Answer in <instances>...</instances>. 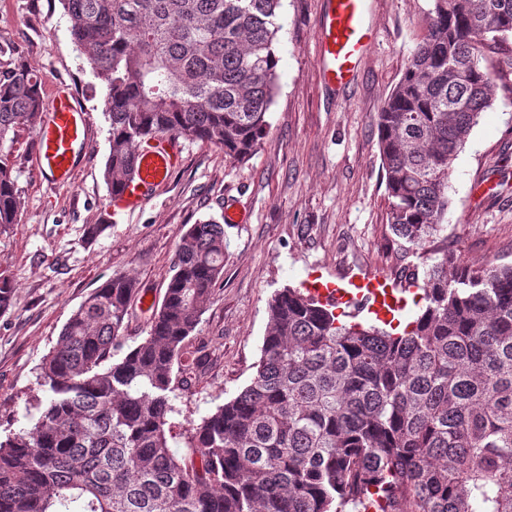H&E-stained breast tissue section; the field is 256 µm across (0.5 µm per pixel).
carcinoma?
I'll use <instances>...</instances> for the list:
<instances>
[{
  "instance_id": "cac0c4a2",
  "label": "carcinoma",
  "mask_w": 512,
  "mask_h": 512,
  "mask_svg": "<svg viewBox=\"0 0 512 512\" xmlns=\"http://www.w3.org/2000/svg\"><path fill=\"white\" fill-rule=\"evenodd\" d=\"M104 90L115 194L136 152L174 134L248 161L279 81L281 0H62ZM425 38L377 114L395 243L422 255L401 333L345 322L296 288L269 302L250 384L175 433L173 378L224 273V225L181 235L147 336L115 274L40 364L34 424L0 441V512H512V262L448 249V179L496 73L479 46L512 36V0H433ZM43 109L38 77L0 69V141ZM21 193L0 160V229ZM183 444L178 454L173 445ZM134 317L129 321L126 330V336L128 337L127 344L130 346L136 345L144 336H146V328L149 320V316L152 312H143L138 302L135 300L133 304Z\"/></svg>"
}]
</instances>
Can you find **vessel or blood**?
I'll list each match as a JSON object with an SVG mask.
<instances>
[{
    "label": "vessel or blood",
    "mask_w": 512,
    "mask_h": 512,
    "mask_svg": "<svg viewBox=\"0 0 512 512\" xmlns=\"http://www.w3.org/2000/svg\"><path fill=\"white\" fill-rule=\"evenodd\" d=\"M371 27L367 22V0H324L318 20L317 45L323 81L333 86L348 84L367 51ZM92 137L82 107L68 87H58L51 97L46 117L37 134L35 161L40 172L60 185L70 184L79 152ZM179 137L167 135L140 147L134 177L115 195L113 211L132 212L152 197L182 158ZM352 289L331 281L311 284L309 291L322 304L339 309L362 307L379 319L388 320L401 305L385 278L369 273L353 278Z\"/></svg>",
    "instance_id": "vessel-or-blood-1"
}]
</instances>
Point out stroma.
I'll use <instances>...</instances> for the list:
<instances>
[{
  "mask_svg": "<svg viewBox=\"0 0 512 512\" xmlns=\"http://www.w3.org/2000/svg\"><path fill=\"white\" fill-rule=\"evenodd\" d=\"M373 39L354 83L332 91L319 75L316 24L323 0H283L279 87L269 130L238 164L206 142L184 143L181 163L143 208L112 212L103 177L109 122L102 93L70 39L61 0H0V66L27 64L44 98L58 86L78 94L94 135L72 183L54 185L34 165L35 129L0 145L24 205L0 231V276L13 288L0 313V438L30 426L43 357L71 311L107 278L135 277L161 304L180 235L221 219L226 204L244 215L224 227V275L191 336L199 360L177 378L178 423L235 397L256 371L268 303L313 275L337 280L371 272L394 281L405 260L392 243L376 115L422 41L432 0H370ZM484 63L498 71L493 105L449 178L448 247L474 269L512 261V37L489 42ZM101 225L87 239L88 225Z\"/></svg>",
  "mask_w": 512,
  "mask_h": 512,
  "instance_id": "35a3bbf8",
  "label": "stroma"
}]
</instances>
